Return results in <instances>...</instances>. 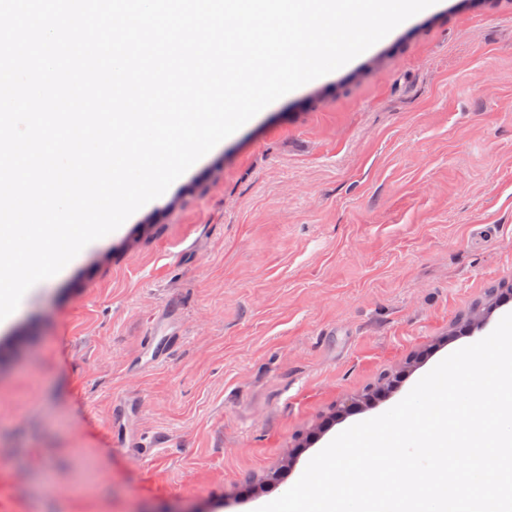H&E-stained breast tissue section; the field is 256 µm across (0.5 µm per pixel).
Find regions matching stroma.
Here are the masks:
<instances>
[{
  "instance_id": "35a3bbf8",
  "label": "stroma",
  "mask_w": 512,
  "mask_h": 512,
  "mask_svg": "<svg viewBox=\"0 0 512 512\" xmlns=\"http://www.w3.org/2000/svg\"><path fill=\"white\" fill-rule=\"evenodd\" d=\"M504 281L512 0H440L24 295L0 326V512H255L491 333ZM165 310L181 336L152 365Z\"/></svg>"
}]
</instances>
